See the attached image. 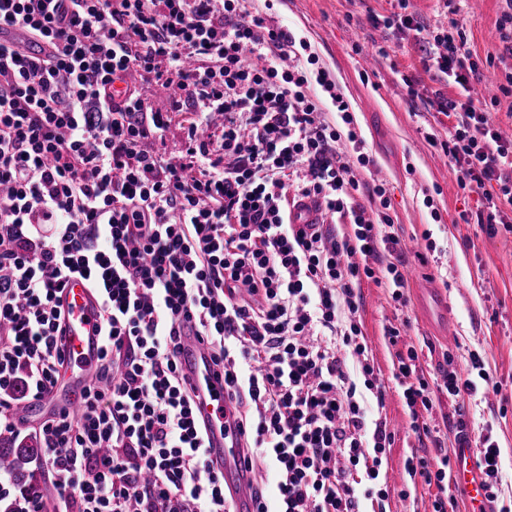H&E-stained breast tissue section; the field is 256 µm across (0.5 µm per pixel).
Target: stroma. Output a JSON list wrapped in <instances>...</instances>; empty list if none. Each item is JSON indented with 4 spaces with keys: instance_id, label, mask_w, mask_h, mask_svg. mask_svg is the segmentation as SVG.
<instances>
[{
    "instance_id": "stroma-1",
    "label": "stroma",
    "mask_w": 512,
    "mask_h": 512,
    "mask_svg": "<svg viewBox=\"0 0 512 512\" xmlns=\"http://www.w3.org/2000/svg\"><path fill=\"white\" fill-rule=\"evenodd\" d=\"M411 9L431 28L456 19L467 35V47L479 60H498L501 70H512L498 39V21L505 0H412ZM393 0H276L274 17L297 36L306 38L320 66L335 78L351 103L363 138V150L373 161L361 172L362 181L385 183L394 231L407 247L406 305H398L388 289L363 282V303L358 313L361 329L385 387L382 411L393 434L380 472L389 497L387 512H432L436 486L417 483L401 496L408 477L405 461L411 454L433 448L440 440L453 445L454 426L465 421L470 435L492 432L501 449L502 503L512 502V232L488 236L478 222L479 196L462 190L458 173L427 134L446 138L448 125L425 102L443 88L435 73L425 71L421 54L411 40L395 29L375 28L369 14L390 15ZM387 55H379V48ZM418 82L419 101L409 102L403 76ZM432 206H425V199ZM440 220H433L431 210ZM426 253L420 263L417 253ZM446 289L450 306L448 334L451 345L434 342L420 315L417 290L422 283ZM399 327L402 344L416 348L418 365L433 376L448 370L466 372L470 353H479L489 382L465 400L447 393L434 395L432 413L420 421L436 431V439H418L393 377L397 347L386 333Z\"/></svg>"
}]
</instances>
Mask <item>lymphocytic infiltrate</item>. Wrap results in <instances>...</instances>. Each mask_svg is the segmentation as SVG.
Returning <instances> with one entry per match:
<instances>
[{
	"label": "lymphocytic infiltrate",
	"mask_w": 512,
	"mask_h": 512,
	"mask_svg": "<svg viewBox=\"0 0 512 512\" xmlns=\"http://www.w3.org/2000/svg\"><path fill=\"white\" fill-rule=\"evenodd\" d=\"M247 3L0 0V33L30 35L0 44V433L20 436L16 401L41 400L62 377L57 294L72 275L100 297L103 338L79 408L34 429L56 505L2 465L0 500L23 499L28 512H231L195 424L197 386L176 360L190 323L247 453L274 474L273 492L254 490L258 512H362L365 498L386 512V488L361 493L355 480L360 470L378 479L393 439L364 406L365 394L380 403L385 393L358 287L374 281L406 305L401 240L384 183L359 178L369 155L347 151L362 136L340 87L305 38L275 24L273 0ZM397 3L369 22L412 36L425 68L457 88L429 99L453 124L446 140H428L460 187L480 193L495 235L512 206V139L496 121L512 72L497 95L475 97L480 64L463 28H428L409 0ZM305 198L324 217L306 230L288 221ZM417 358L410 347L394 365L413 415L433 408ZM455 440L475 442L496 501L497 441L471 439L462 422ZM405 472L441 488L452 457L414 454Z\"/></svg>",
	"instance_id": "1"
}]
</instances>
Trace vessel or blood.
I'll list each match as a JSON object with an SVG mask.
<instances>
[{
    "label": "vessel or blood",
    "mask_w": 512,
    "mask_h": 512,
    "mask_svg": "<svg viewBox=\"0 0 512 512\" xmlns=\"http://www.w3.org/2000/svg\"><path fill=\"white\" fill-rule=\"evenodd\" d=\"M319 219L318 205L310 199L299 202L291 210L290 220L297 225L314 224ZM58 299L67 316V357L78 369L70 374L66 383L57 385L43 403L71 408L79 404L84 382L94 372L102 348L100 306L87 282L77 276L68 279ZM177 358L183 372L192 376L200 388L201 398L195 414L207 429L210 459L224 471L226 502L233 512H256L257 504L251 491L253 474L240 453L233 406L224 396L223 383L213 376L208 345L196 337H186ZM453 479L466 495L469 512H491L473 449L456 448Z\"/></svg>",
    "instance_id": "obj_1"
}]
</instances>
